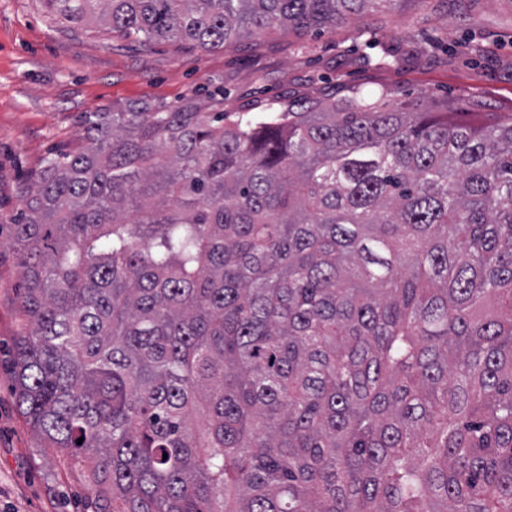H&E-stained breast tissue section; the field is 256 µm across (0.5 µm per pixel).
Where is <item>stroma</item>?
I'll list each match as a JSON object with an SVG mask.
<instances>
[{
	"label": "stroma",
	"mask_w": 512,
	"mask_h": 512,
	"mask_svg": "<svg viewBox=\"0 0 512 512\" xmlns=\"http://www.w3.org/2000/svg\"><path fill=\"white\" fill-rule=\"evenodd\" d=\"M354 88L512 116V0H402L331 31L271 30L210 51L143 46L94 27L73 33L40 0H0V512H112L73 451L45 447L15 391L28 320L11 218L45 158L78 146L85 115L108 106L204 104L220 90L228 112L297 110Z\"/></svg>",
	"instance_id": "stroma-1"
}]
</instances>
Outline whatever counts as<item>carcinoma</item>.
I'll return each mask as SVG.
<instances>
[{"mask_svg":"<svg viewBox=\"0 0 512 512\" xmlns=\"http://www.w3.org/2000/svg\"><path fill=\"white\" fill-rule=\"evenodd\" d=\"M394 2L42 0L203 49ZM479 108L86 115L11 218L32 429L112 512H512V117Z\"/></svg>","mask_w":512,"mask_h":512,"instance_id":"cac0c4a2","label":"carcinoma"}]
</instances>
